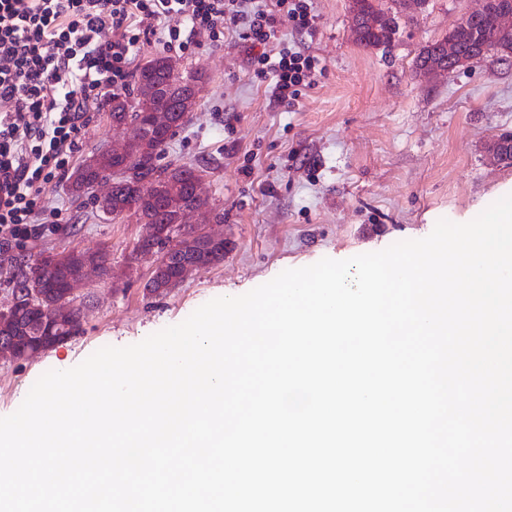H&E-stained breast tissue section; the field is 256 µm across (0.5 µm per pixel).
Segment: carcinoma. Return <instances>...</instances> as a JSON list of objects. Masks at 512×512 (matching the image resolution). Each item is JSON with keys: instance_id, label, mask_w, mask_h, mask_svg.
<instances>
[{"instance_id": "cac0c4a2", "label": "carcinoma", "mask_w": 512, "mask_h": 512, "mask_svg": "<svg viewBox=\"0 0 512 512\" xmlns=\"http://www.w3.org/2000/svg\"><path fill=\"white\" fill-rule=\"evenodd\" d=\"M512 11V0H489L485 14L473 19L467 16L452 29L451 37L457 39L459 46L465 49L472 45L486 46L484 57L501 59L502 49L512 50V31L504 30L500 25L503 11ZM399 26L375 31L363 27L359 45L364 48H389L393 45ZM449 67L435 53L434 44L424 46L417 57L416 75L424 76L435 67ZM170 71L159 67L158 57H153L142 65L136 74V82L142 84L169 85ZM166 142L155 143V161L147 165V160L135 155L127 157L121 168L108 175L111 188L108 194L112 218L130 214L137 223L154 227L160 231L171 224H187L189 219L202 205L195 192L196 172L199 167L193 164H160ZM156 176V186L147 194L138 183L145 177ZM213 258L203 259L195 255L191 248L175 250L168 259L157 265L154 276L145 288L151 294L162 295L177 287L172 276L179 267L203 263L217 264L224 260V247L216 246L212 250ZM58 260L46 265L41 257L21 261L16 264L12 277L10 314L0 315V340L15 341L18 356L25 360L40 351H46L66 341L69 336L82 333L83 307L75 306L68 298L70 279L74 278V266L68 261L71 252H57ZM41 286L40 297L33 302L29 298V289ZM69 306V312L62 320L44 322V311Z\"/></svg>"}]
</instances>
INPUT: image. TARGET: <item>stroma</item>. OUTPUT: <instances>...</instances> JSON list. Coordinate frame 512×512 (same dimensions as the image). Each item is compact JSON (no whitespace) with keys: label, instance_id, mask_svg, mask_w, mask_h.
<instances>
[{"label":"stroma","instance_id":"35a3bbf8","mask_svg":"<svg viewBox=\"0 0 512 512\" xmlns=\"http://www.w3.org/2000/svg\"><path fill=\"white\" fill-rule=\"evenodd\" d=\"M481 0H410L399 12L391 48L356 43L348 0H312L316 27L297 32L280 22L277 39L317 57L312 88L294 105L271 94V74L257 72L255 52L238 35L181 32L171 47L165 29L133 48L136 65L170 55L202 77L185 126L169 140L164 163L205 169L207 208L194 216L224 239L220 264L191 270L166 294H147L155 259L132 257L145 232L135 217L109 220L79 207L65 181L42 194V211L26 239L0 254V308L9 299L12 258L39 252L107 251L112 277L90 273L80 286L90 306L83 332L26 360H0V416L15 412L35 381L67 370L105 346L124 347L184 321L218 297L244 294L291 268L322 258L344 260L428 236L438 218L459 222L512 183V164L489 144L512 132V57L478 59L454 72L416 77L420 49L441 40ZM97 112L80 156L133 137ZM223 223H215V213Z\"/></svg>","mask_w":512,"mask_h":512}]
</instances>
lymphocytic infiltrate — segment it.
<instances>
[{
    "label": "lymphocytic infiltrate",
    "instance_id": "lymphocytic-infiltrate-1",
    "mask_svg": "<svg viewBox=\"0 0 512 512\" xmlns=\"http://www.w3.org/2000/svg\"><path fill=\"white\" fill-rule=\"evenodd\" d=\"M288 19L313 30L310 0H275L273 10L245 11L244 0H0V242L19 241L40 209L44 184L63 177L105 90L126 85L132 47L166 27L223 33L260 47L273 96L294 104L312 86L317 60L276 40Z\"/></svg>",
    "mask_w": 512,
    "mask_h": 512
}]
</instances>
